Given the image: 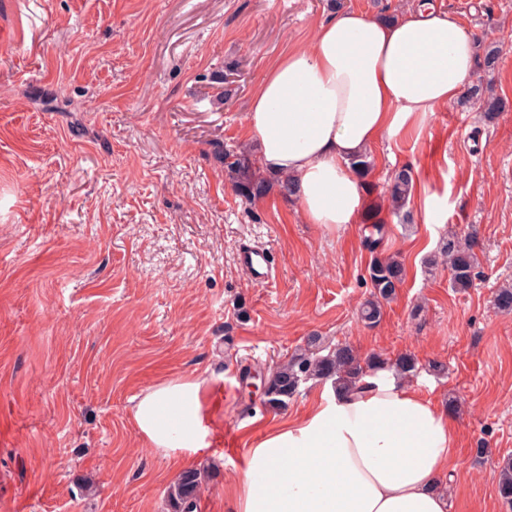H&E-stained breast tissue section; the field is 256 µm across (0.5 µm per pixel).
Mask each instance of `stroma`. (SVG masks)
<instances>
[{
    "instance_id": "35a3bbf8",
    "label": "stroma",
    "mask_w": 512,
    "mask_h": 512,
    "mask_svg": "<svg viewBox=\"0 0 512 512\" xmlns=\"http://www.w3.org/2000/svg\"><path fill=\"white\" fill-rule=\"evenodd\" d=\"M437 2L477 50L499 48L481 81L505 108L488 118L463 95L421 135L368 150V210L406 270L369 327L363 224L305 223L274 183L242 200L222 152L248 144L260 80L321 20L403 16L415 0H0V512H170L178 457L140 439L132 408L179 377L209 390L198 512H231L249 449L319 387L273 409L248 376L312 336L363 358L413 354L409 387L452 407L448 512H512L497 491L512 456V313L493 303L512 284V0ZM401 167L414 189L395 214L386 189ZM451 234L478 259L465 292L440 258ZM244 244L270 251L268 285L239 265Z\"/></svg>"
}]
</instances>
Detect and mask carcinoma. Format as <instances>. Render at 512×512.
Wrapping results in <instances>:
<instances>
[{"instance_id":"obj_1","label":"carcinoma","mask_w":512,"mask_h":512,"mask_svg":"<svg viewBox=\"0 0 512 512\" xmlns=\"http://www.w3.org/2000/svg\"><path fill=\"white\" fill-rule=\"evenodd\" d=\"M471 96L479 102V107L488 116L503 110L504 103L497 96L488 95L482 83L471 86ZM224 164L232 175L235 192L250 201L262 195L266 186L255 179L252 162L244 151H224ZM413 190V177L407 168L396 170L391 176L388 197L395 209L405 206ZM365 236L370 250L383 245L386 237V225L375 222L366 227ZM441 254L451 271V286L457 291L471 288L475 277L476 260L471 249L459 241L449 238L442 247ZM368 277L373 288V295L366 300L361 309V319L366 324L377 323L382 315L381 301L391 299L405 277L403 264L393 257L375 256L367 268ZM320 338L308 339L306 347L291 356L285 363L276 367L266 380V404L272 408H283L297 393L300 385L311 379L332 380L335 387L348 390L355 387L364 372L394 370L402 379L416 375L418 363L410 353L400 354L389 362L378 355L360 359L349 345L338 344L325 355L313 351ZM498 494L505 503L512 504V457H505L498 463ZM202 479L195 470L181 472L168 490V502L171 512H197Z\"/></svg>"}]
</instances>
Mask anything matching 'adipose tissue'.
I'll return each mask as SVG.
<instances>
[{
    "label": "adipose tissue",
    "mask_w": 512,
    "mask_h": 512,
    "mask_svg": "<svg viewBox=\"0 0 512 512\" xmlns=\"http://www.w3.org/2000/svg\"><path fill=\"white\" fill-rule=\"evenodd\" d=\"M474 71L471 34L436 0L394 20L335 14L264 76L245 124L263 170L292 182L306 223L354 224L366 206L354 159L422 132ZM205 403L203 380L177 378L139 396L132 418L190 470ZM455 442L446 408L393 372L369 373L348 391L322 388L305 416L249 450L234 512H448L437 481L453 470Z\"/></svg>",
    "instance_id": "1"
}]
</instances>
